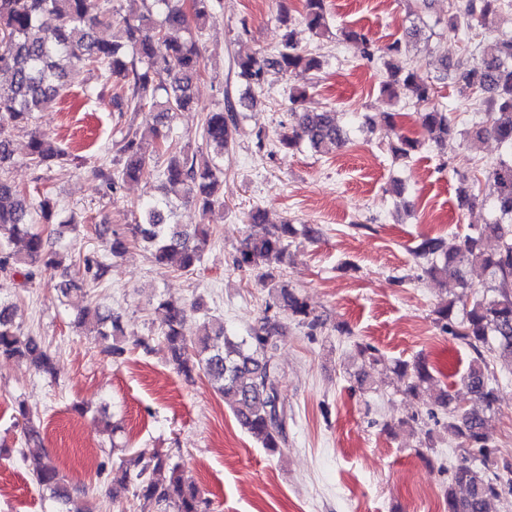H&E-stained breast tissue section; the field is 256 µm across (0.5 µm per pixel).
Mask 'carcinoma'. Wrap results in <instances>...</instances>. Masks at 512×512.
Masks as SVG:
<instances>
[{"mask_svg":"<svg viewBox=\"0 0 512 512\" xmlns=\"http://www.w3.org/2000/svg\"><path fill=\"white\" fill-rule=\"evenodd\" d=\"M122 16L125 40L105 41L96 37L97 27L112 22L118 12L112 0H0V71L10 74L0 84V270L20 268L26 278L55 270L63 256L50 238L37 228L48 224L55 214L47 196L32 199L9 182L4 173L13 159L10 130L29 124L33 113L42 111L68 87L71 72H98L99 83L89 92L112 91L119 111L130 113L126 132L116 141V163L106 161L92 174L106 190L115 193L125 183L139 180L158 166L164 186L160 200L140 205L141 219L129 225V235L104 229L106 253L85 255L78 260L82 280L98 284L112 272V259L121 256L129 242H137L160 266L177 265L189 271L200 265L208 243L203 224L187 226L171 221L174 201L195 204L206 212L220 199L224 177V155L229 153L239 132L238 114L230 96L224 106L203 118L201 141L211 158L197 162V153L177 147L163 132L165 120L194 105V85L205 72L199 43L183 37L191 29H204L214 18L213 0H127ZM512 5L506 0H460L448 12V29H468L485 22L490 15ZM161 19H153L154 13ZM277 21L283 29L280 46L271 54L252 52L233 57L237 77L245 84L242 98L255 99L272 73L297 70L319 71V56L300 50L294 40V22L282 10ZM302 21L315 35L329 30L326 0H303ZM343 40L361 46L364 59H383L386 79L380 92L391 100L410 98L426 103L435 95L434 85L418 79L406 62L420 29L412 27L403 40L397 39L376 54L364 34L354 29L340 31ZM455 78L462 88L478 94L479 120L470 128H458L457 117L442 106L419 113L421 128L440 147L448 139L464 134L473 141L494 137L502 155L485 172L486 192L474 191L467 177H461L459 198L489 209L492 220L473 228L458 244L445 245L439 238L425 237L414 247V255L427 263L425 272L439 283L453 276L464 296L443 301L435 310L436 321L475 353L465 379L468 398L461 401L445 389L436 393L435 404L448 412L443 423L448 439L458 445L460 459L448 469L445 492L447 512H488L494 501L512 498V465L489 463L492 451L486 429L497 402L495 376L487 356L512 363V35L499 39L493 52L476 61H463ZM307 90L290 88L288 101L293 123L281 125L277 144L294 150L304 144L316 152L340 146L348 130L331 111L311 112L305 108ZM144 121L136 123L140 115ZM390 152L397 160L412 158L422 142L404 132L395 133ZM27 158L33 169L65 161V152L53 139L38 130L30 132ZM297 233L293 224H271L259 235L248 234L234 259L240 270L251 271L271 284L274 304L301 326L315 331L318 318L307 302L279 280L288 253L289 239ZM486 273L492 285L479 291L467 278L468 270ZM160 334L166 342L174 368L186 379L203 374L217 391L231 400L239 425L261 447L275 453L288 440V411L280 400L276 352L283 325L278 315H265L246 336H229L224 323L207 321L196 338L189 340L184 324L189 308L162 299ZM98 324L97 336L103 351L121 356L123 348L112 344L122 333L120 319L112 309L100 305L77 307L78 322L88 317ZM0 356L22 358L38 372L54 375L50 352L34 336L21 335L14 320L13 304L0 299ZM396 373L408 396L416 398L432 376L427 364L402 361ZM16 420L29 440L39 438V428L25 404L17 402ZM20 460L48 494L53 512H85L73 506L70 486L48 459L20 453ZM161 474L163 478L155 479ZM104 481L112 485V497L133 490L139 512H208L209 501L199 490L184 482L181 464L158 449L149 456L121 458Z\"/></svg>","mask_w":512,"mask_h":512,"instance_id":"obj_1","label":"carcinoma"}]
</instances>
